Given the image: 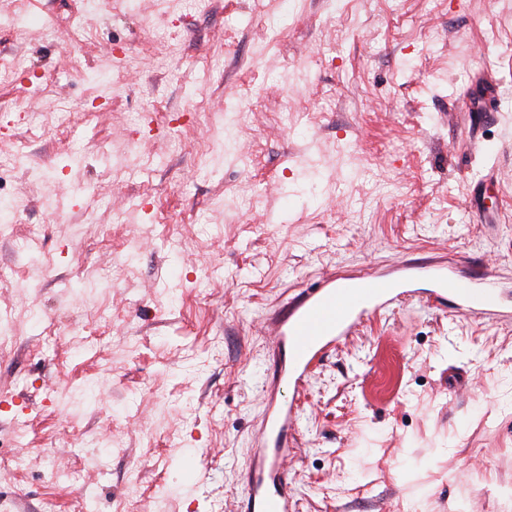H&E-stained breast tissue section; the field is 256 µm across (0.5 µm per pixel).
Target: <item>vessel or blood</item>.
Masks as SVG:
<instances>
[{
	"instance_id": "obj_1",
	"label": "vessel or blood",
	"mask_w": 512,
	"mask_h": 512,
	"mask_svg": "<svg viewBox=\"0 0 512 512\" xmlns=\"http://www.w3.org/2000/svg\"><path fill=\"white\" fill-rule=\"evenodd\" d=\"M406 265L386 273L328 277L293 301L275 308L266 318L271 345L283 361L278 381L300 386L331 344L350 336L362 319L379 312L394 299L409 275ZM423 274L432 285L436 304L454 303L456 311L479 318L512 320L504 311L493 275L480 270L464 275L450 265L427 266ZM263 434L254 443L246 480L248 512H294L284 461L290 453L288 432L298 425L293 404L266 401Z\"/></svg>"
}]
</instances>
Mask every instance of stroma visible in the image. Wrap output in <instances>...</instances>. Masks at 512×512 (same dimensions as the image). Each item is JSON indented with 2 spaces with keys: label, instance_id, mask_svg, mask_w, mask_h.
I'll return each mask as SVG.
<instances>
[{
  "label": "stroma",
  "instance_id": "35a3bbf8",
  "mask_svg": "<svg viewBox=\"0 0 512 512\" xmlns=\"http://www.w3.org/2000/svg\"><path fill=\"white\" fill-rule=\"evenodd\" d=\"M123 2L27 0L52 37L0 27L21 63L0 75V190L22 203L0 268L22 244L45 266L0 287V454L26 464L0 467V512H243L264 320L328 275L484 264L512 306V0H300L275 42L279 0ZM477 81L496 92L463 109ZM81 271L94 303L65 286ZM430 290L280 389L295 512H512V323Z\"/></svg>",
  "mask_w": 512,
  "mask_h": 512
}]
</instances>
